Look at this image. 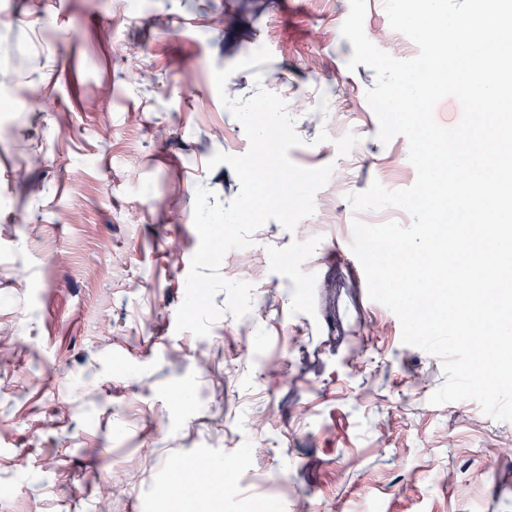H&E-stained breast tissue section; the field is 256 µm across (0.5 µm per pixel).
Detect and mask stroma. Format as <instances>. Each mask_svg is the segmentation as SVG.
<instances>
[{
    "label": "stroma",
    "mask_w": 512,
    "mask_h": 512,
    "mask_svg": "<svg viewBox=\"0 0 512 512\" xmlns=\"http://www.w3.org/2000/svg\"><path fill=\"white\" fill-rule=\"evenodd\" d=\"M0 0V512H512V422L430 404L440 359L368 296L347 194L410 187L377 139L376 76L348 69L349 0ZM366 36L418 53L367 0ZM271 60L238 68L259 47ZM280 96L306 168L332 165L295 230L266 222L221 274L255 313L176 331L197 188L234 199L215 153L249 149L220 101ZM219 457L237 493L190 494L166 461ZM286 483L272 496L267 486Z\"/></svg>",
    "instance_id": "obj_1"
}]
</instances>
